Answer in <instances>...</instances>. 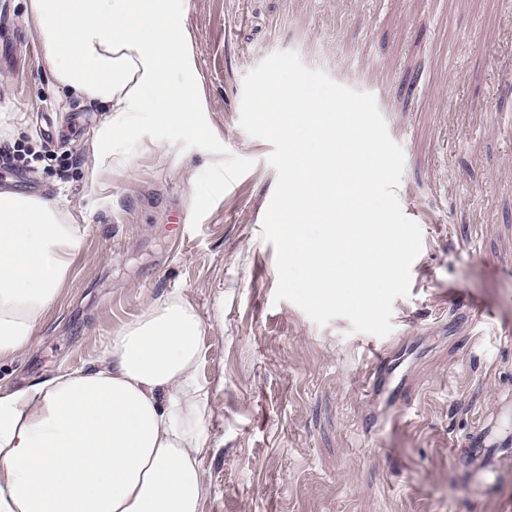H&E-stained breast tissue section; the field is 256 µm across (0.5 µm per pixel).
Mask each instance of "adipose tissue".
<instances>
[{
	"label": "adipose tissue",
	"mask_w": 512,
	"mask_h": 512,
	"mask_svg": "<svg viewBox=\"0 0 512 512\" xmlns=\"http://www.w3.org/2000/svg\"><path fill=\"white\" fill-rule=\"evenodd\" d=\"M26 22L58 88L108 112L95 170L117 164L105 145L135 138L138 113L188 125L199 112L195 88L166 80L191 58L174 0H29ZM85 231L60 200L0 190V362L30 347ZM200 335L171 294L90 368L0 389V512H200Z\"/></svg>",
	"instance_id": "1"
}]
</instances>
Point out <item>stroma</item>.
I'll return each mask as SVG.
<instances>
[{"label": "stroma", "instance_id": "1", "mask_svg": "<svg viewBox=\"0 0 512 512\" xmlns=\"http://www.w3.org/2000/svg\"><path fill=\"white\" fill-rule=\"evenodd\" d=\"M25 3L0 0V150L37 157L0 167V188L63 198L87 231L0 387L91 366L175 293L202 322L200 512H512V462L479 482L454 448L512 394V0H176L191 65L169 80L204 108L190 127L139 113L112 145L127 164L98 174L106 114L54 85ZM280 50L374 94L404 150L396 193L423 248L388 337L273 299V146L239 119L244 76ZM385 349L398 368L375 391Z\"/></svg>", "mask_w": 512, "mask_h": 512}]
</instances>
